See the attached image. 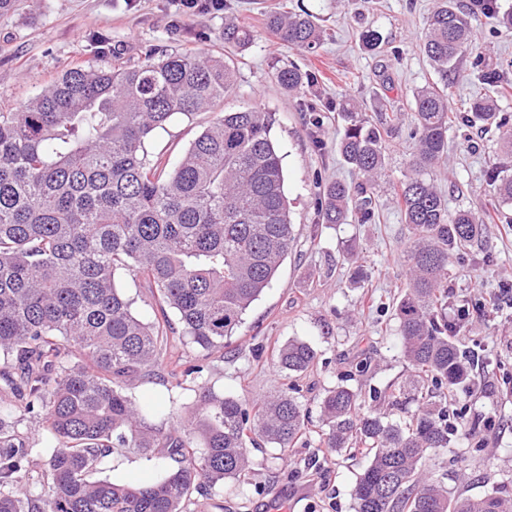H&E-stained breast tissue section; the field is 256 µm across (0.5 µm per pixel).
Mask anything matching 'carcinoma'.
Listing matches in <instances>:
<instances>
[{"label":"carcinoma","mask_w":512,"mask_h":512,"mask_svg":"<svg viewBox=\"0 0 512 512\" xmlns=\"http://www.w3.org/2000/svg\"><path fill=\"white\" fill-rule=\"evenodd\" d=\"M277 40L315 50L323 31L315 17L270 12ZM249 26L224 25V43L239 47ZM470 14L455 0L427 19L420 51L441 76L456 70L472 45ZM276 82L299 91L316 77L293 64ZM235 64L221 55H156L137 65L74 66L17 112L0 111V376L11 400L0 401V512H186L196 494L246 475L248 445L260 439L292 448L307 434L301 401L284 389L246 401L198 388L190 430L165 432L123 393L124 382L156 361L171 320L205 350L222 349L275 275L293 245V224L281 157L269 113L254 106L222 109L171 165L148 159L146 144L177 115L210 112L234 85ZM415 149L395 198L413 240L407 247L409 287L395 315L404 357L413 369L409 391L392 395L391 410L366 407L345 385L320 402L321 448L369 456L353 489L354 512H512L495 491L452 499L423 461L448 447V435L474 437L465 416L448 413V393L468 378L448 318L452 256L478 242L484 221L449 211L432 179L448 153L453 122L500 125L494 104L450 112L447 87L413 95ZM348 126L337 143L364 179L323 186L320 220L344 224L357 194L385 168L389 115L371 122L350 102L339 105ZM496 194L512 202V177L490 173ZM123 273L156 290L160 316L144 321L118 286ZM287 379L310 370L317 352L290 340L274 351ZM417 401L394 420L400 398ZM42 417L41 444L51 449L48 491L22 497L34 448L21 436L17 413ZM172 466L136 483L95 479L114 444Z\"/></svg>","instance_id":"carcinoma-1"}]
</instances>
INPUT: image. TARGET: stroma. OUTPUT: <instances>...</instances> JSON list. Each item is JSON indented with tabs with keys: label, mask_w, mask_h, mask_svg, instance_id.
I'll return each mask as SVG.
<instances>
[{
	"label": "stroma",
	"mask_w": 512,
	"mask_h": 512,
	"mask_svg": "<svg viewBox=\"0 0 512 512\" xmlns=\"http://www.w3.org/2000/svg\"><path fill=\"white\" fill-rule=\"evenodd\" d=\"M438 0H224L218 10L190 11L179 0H15L0 12V107L21 109L65 68L98 67L113 56L143 59L149 47L162 53L191 50L200 55L224 49L226 22H244L251 43L233 49L236 82L224 104L257 105L270 112L272 137L282 157L296 243L270 288L247 310L230 345L210 352L192 344L182 327L168 334L167 345L150 377L124 385L137 404L173 410L166 429L184 433L200 385L224 396L254 399L273 393L283 379L270 355L292 339L317 350L315 365L294 378L295 395L309 411V433L295 447L269 444L251 448L244 478L225 481L196 497L190 512H271L277 497L287 496L288 512H354L352 490L368 458L348 450L319 447V403L338 385L362 390L369 406L387 409L388 395L411 368L401 352L392 300L408 277L404 246L411 231L393 198L404 177L414 142L412 99L416 89L447 80L456 107L493 98L512 118V89L500 92L478 80L490 65L512 77V29L498 23L512 0H497L491 13H473V47L459 66L440 77L416 47ZM305 10L324 30L323 42L308 53L273 38L263 24L273 9ZM372 27L383 37L379 50L363 48L359 33ZM295 63L317 75L300 92H287L274 78L276 69ZM354 100L373 116L392 107L399 132L387 149L385 170L374 194L377 223L360 218L331 226L321 223L320 192L336 179L358 181L336 151L344 123L337 103ZM321 112L311 128L307 104ZM214 113L176 117L151 138L149 156L174 159L213 122ZM448 160L435 176L449 209L494 213L486 237L471 251L452 259L448 305L471 302L459 338L477 354L473 385H459L448 408L480 425L479 438L451 435L447 447L430 454L426 469H442L451 496L477 497L487 491L512 498V205L501 203L490 171L512 175V153L501 145L496 128L455 125L448 132ZM359 278H352L353 270ZM181 357L201 373L166 379L170 358ZM158 463L131 449L115 447L100 478L134 482L150 476Z\"/></svg>",
	"instance_id": "1"
}]
</instances>
